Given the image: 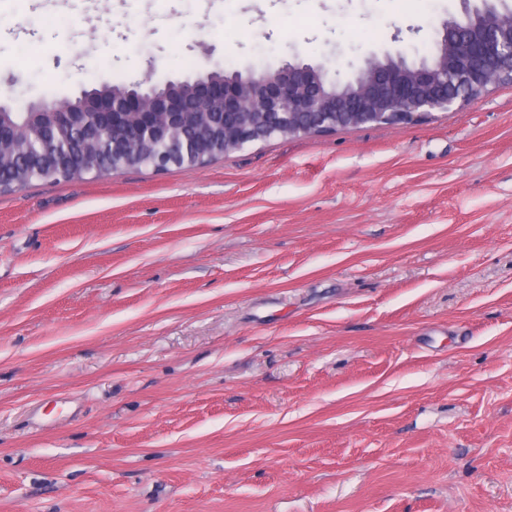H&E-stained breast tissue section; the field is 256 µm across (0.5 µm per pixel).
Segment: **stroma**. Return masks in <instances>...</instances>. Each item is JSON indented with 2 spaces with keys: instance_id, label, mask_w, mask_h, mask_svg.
I'll use <instances>...</instances> for the list:
<instances>
[{
  "instance_id": "35a3bbf8",
  "label": "stroma",
  "mask_w": 512,
  "mask_h": 512,
  "mask_svg": "<svg viewBox=\"0 0 512 512\" xmlns=\"http://www.w3.org/2000/svg\"><path fill=\"white\" fill-rule=\"evenodd\" d=\"M462 11L0 0V103L346 80ZM0 512H512V83L0 194Z\"/></svg>"
}]
</instances>
